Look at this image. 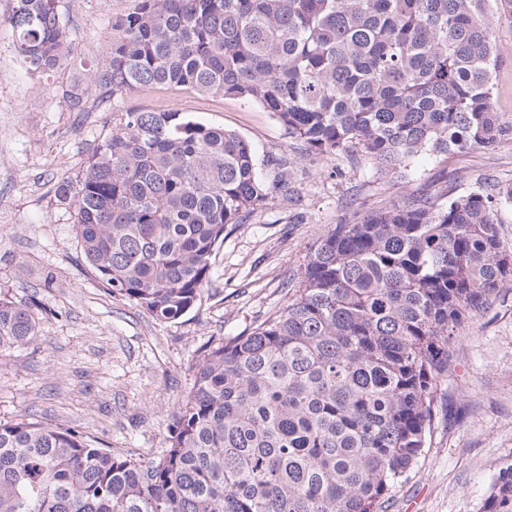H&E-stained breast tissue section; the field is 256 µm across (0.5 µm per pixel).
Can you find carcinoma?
<instances>
[{
    "mask_svg": "<svg viewBox=\"0 0 512 512\" xmlns=\"http://www.w3.org/2000/svg\"><path fill=\"white\" fill-rule=\"evenodd\" d=\"M11 2L0 26L28 69L66 74L58 0ZM499 64L482 0H136L63 99L86 111L87 82L101 105L163 85L244 100L306 153L360 151L393 182L423 152L512 138ZM269 194L237 134L139 108L53 191L100 283L161 321L195 308L224 229ZM508 203L511 185L445 187L328 228L278 314L201 352L154 460L0 422V512H387L426 448L460 329L512 279ZM40 332L29 305L0 298V355ZM479 512H512V464Z\"/></svg>",
    "mask_w": 512,
    "mask_h": 512,
    "instance_id": "1",
    "label": "carcinoma"
}]
</instances>
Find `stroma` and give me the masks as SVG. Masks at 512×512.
I'll list each match as a JSON object with an SVG mask.
<instances>
[{"label":"stroma","instance_id":"35a3bbf8","mask_svg":"<svg viewBox=\"0 0 512 512\" xmlns=\"http://www.w3.org/2000/svg\"><path fill=\"white\" fill-rule=\"evenodd\" d=\"M134 0H59L77 59L101 61L112 25ZM501 66L498 111L512 118V20L485 0ZM60 78L29 72L0 27V293L41 308V336L0 356V421L25 416L72 427L96 446L148 461L165 446L170 413L209 343L246 334L282 308L319 236L425 188L464 191L512 185V140L447 157L412 159L407 179L388 185L363 155L304 154L260 106L156 86L115 97L108 112L68 111ZM130 108L179 110L235 131L271 188L266 205L227 226L197 306L172 322L108 294L85 264L69 211L53 188L83 166L112 115ZM295 165L276 187L277 158ZM512 462V281L461 331L432 432L387 512H478L493 478Z\"/></svg>","mask_w":512,"mask_h":512}]
</instances>
